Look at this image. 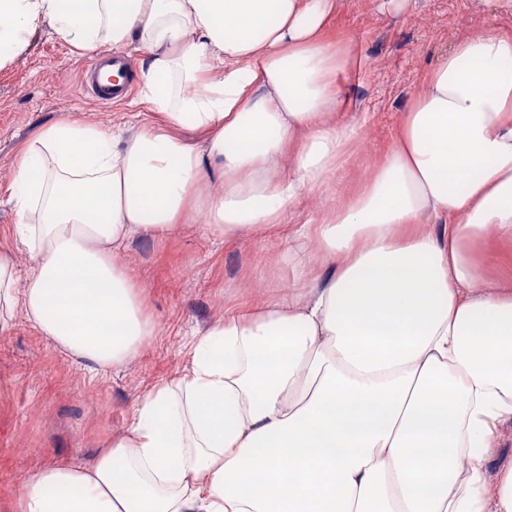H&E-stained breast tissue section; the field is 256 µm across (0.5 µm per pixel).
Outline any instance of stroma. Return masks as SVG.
<instances>
[{
  "instance_id": "35a3bbf8",
  "label": "stroma",
  "mask_w": 512,
  "mask_h": 512,
  "mask_svg": "<svg viewBox=\"0 0 512 512\" xmlns=\"http://www.w3.org/2000/svg\"><path fill=\"white\" fill-rule=\"evenodd\" d=\"M490 33H512V7L491 0H344L327 37L353 52L360 68L348 80L353 104L336 119L361 126L363 144L339 169L330 192L302 200L276 228L237 238L195 223L129 239L117 260L140 289L158 333L122 366L90 369L15 311L0 334V512L31 471L64 463L92 466L142 398L178 380L193 333L224 313L286 292L288 270L270 259L287 254L289 234L334 205L338 193L389 152L425 73L452 45ZM85 62L46 27L0 68V250L10 252L21 271L33 258L14 245L18 218L7 187L22 146L67 116L106 127L141 124L127 102L102 105L84 92L78 76Z\"/></svg>"
}]
</instances>
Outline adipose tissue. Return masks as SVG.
Returning <instances> with one entry per match:
<instances>
[{
	"mask_svg": "<svg viewBox=\"0 0 512 512\" xmlns=\"http://www.w3.org/2000/svg\"><path fill=\"white\" fill-rule=\"evenodd\" d=\"M340 0H0V67L50 26L80 53L135 46L136 133L63 118L10 172L25 272L0 304L95 368L152 336L116 254L208 217L270 228L326 189L361 129L335 123L355 56L323 31ZM512 35L462 39L427 74L368 179L300 225L293 286L228 313L147 393L95 465L30 473L17 512H512L488 475L512 417ZM224 178L211 194L204 160ZM23 289H16L17 280ZM481 261L487 274L488 283L512 278V254L506 253L493 242H487L481 249Z\"/></svg>",
	"mask_w": 512,
	"mask_h": 512,
	"instance_id": "adipose-tissue-1",
	"label": "adipose tissue"
}]
</instances>
